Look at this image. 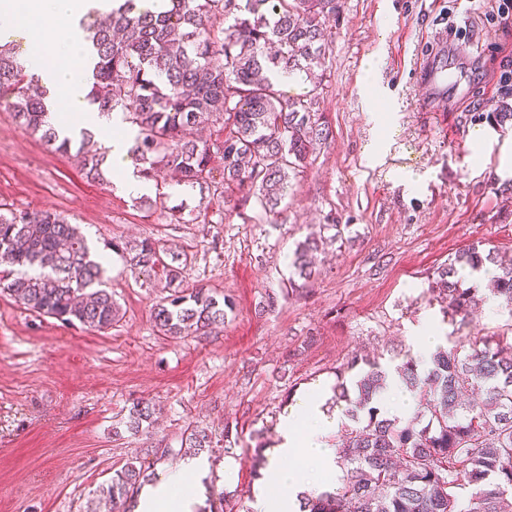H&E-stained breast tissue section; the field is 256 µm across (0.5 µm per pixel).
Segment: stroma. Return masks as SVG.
Instances as JSON below:
<instances>
[{
    "label": "stroma",
    "instance_id": "35a3bbf8",
    "mask_svg": "<svg viewBox=\"0 0 512 512\" xmlns=\"http://www.w3.org/2000/svg\"><path fill=\"white\" fill-rule=\"evenodd\" d=\"M497 8V0H336L320 84L300 74L278 86L286 98L318 89L332 135L270 219L234 188L217 196L196 187L182 202L170 196L171 180L148 187V197L168 194L172 217L112 182L87 183L72 156L50 151L0 108V202L75 220L107 258L119 310L97 331L0 294V512H106L98 488L115 469L152 450L156 475L173 470L194 428L213 442L200 457L199 512L220 493L251 512L265 485L251 469L253 450H273L293 396L335 378L353 354L413 346L425 326L457 338L512 326L498 306L479 307L466 324L444 322L427 293L432 272L471 242L512 257V178L496 174L512 127L459 121L512 112L500 84L512 26L499 25ZM435 30L470 88L465 99L425 101L414 77ZM312 232L323 239L317 275L294 292L293 252ZM144 240L179 254L182 287L231 298L220 332L155 330L152 308L169 290L163 275L131 269L129 249ZM141 400L156 405L157 420L133 435L122 425Z\"/></svg>",
    "mask_w": 512,
    "mask_h": 512
}]
</instances>
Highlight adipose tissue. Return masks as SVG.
Listing matches in <instances>:
<instances>
[{"label":"adipose tissue","instance_id":"ef3b65f1","mask_svg":"<svg viewBox=\"0 0 512 512\" xmlns=\"http://www.w3.org/2000/svg\"><path fill=\"white\" fill-rule=\"evenodd\" d=\"M332 387L325 381L296 396L282 416L268 465L280 495L258 496L255 512H300L305 495L335 490L340 470L328 438L340 427L342 417L326 406ZM200 470L199 460L182 461L179 468L145 486L134 512H193L194 481Z\"/></svg>","mask_w":512,"mask_h":512}]
</instances>
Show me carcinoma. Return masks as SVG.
<instances>
[{"instance_id": "obj_1", "label": "carcinoma", "mask_w": 512, "mask_h": 512, "mask_svg": "<svg viewBox=\"0 0 512 512\" xmlns=\"http://www.w3.org/2000/svg\"><path fill=\"white\" fill-rule=\"evenodd\" d=\"M92 7L80 24L93 63L89 101L102 114L121 111L136 128L130 158L138 176L157 181L177 173L185 184L213 182L222 161V188H246L261 211L275 214L288 195L289 173L308 164L314 145L330 128L316 109L317 92L283 99L281 78L326 67L327 16L336 0H170L155 13L136 0H108ZM48 91L22 62L14 41L0 39V107L54 150L66 153L47 121ZM221 122L224 139L214 145L195 136L200 125ZM109 150L77 152L86 178L103 180ZM314 238L298 244L297 280L316 270ZM165 262L144 240L131 258L143 273L162 269L171 293L153 308L165 336L205 334L224 325L228 300L203 288L177 285L179 255ZM493 271L485 294L512 313V264L498 262L480 241L438 266L429 281V301L443 318L465 323L473 288L466 275ZM106 267L90 258L77 225L49 211L0 207V293L40 316L93 330L112 326L118 309L106 288ZM392 359L400 381L423 409L409 417L383 410L389 369L380 356L352 355L332 402L347 403L336 464L342 472L334 492L307 497L308 512H506L512 505V336H475L440 345L428 366L398 351ZM155 407L138 401L125 421L137 434L153 426ZM186 450L212 448L204 430H191ZM146 458L114 470L100 494L126 503L153 480Z\"/></svg>"}]
</instances>
